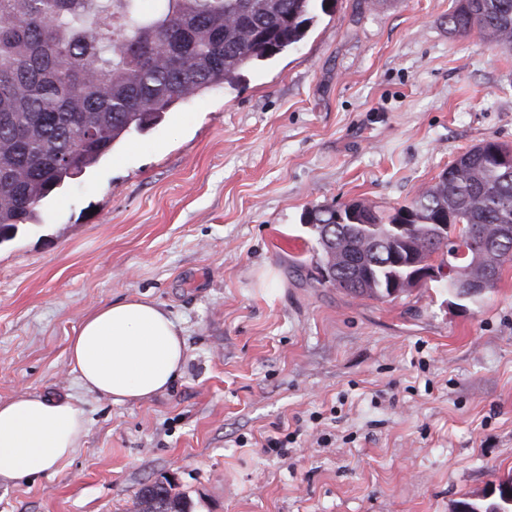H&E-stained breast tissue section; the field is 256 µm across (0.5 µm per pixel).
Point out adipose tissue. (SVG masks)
I'll list each match as a JSON object with an SVG mask.
<instances>
[{
  "instance_id": "ef3b65f1",
  "label": "adipose tissue",
  "mask_w": 512,
  "mask_h": 512,
  "mask_svg": "<svg viewBox=\"0 0 512 512\" xmlns=\"http://www.w3.org/2000/svg\"><path fill=\"white\" fill-rule=\"evenodd\" d=\"M181 328L154 300L130 296L98 307L68 346L81 386L112 403L147 400L183 372ZM87 431L70 398L20 393L0 404V483L18 484L68 460Z\"/></svg>"
}]
</instances>
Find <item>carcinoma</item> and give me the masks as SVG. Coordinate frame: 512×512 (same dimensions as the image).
Segmentation results:
<instances>
[{"mask_svg": "<svg viewBox=\"0 0 512 512\" xmlns=\"http://www.w3.org/2000/svg\"><path fill=\"white\" fill-rule=\"evenodd\" d=\"M328 0H0V244L37 216L41 202L98 163L115 144L175 105L230 84L249 66L297 47ZM448 30L479 33L512 48V0H453ZM331 224L319 239L324 266L355 296L391 297L407 273L384 252L425 246L422 258L458 268L456 278L512 263V148L495 141L462 153L438 182L385 215L356 202L309 212ZM397 224H410L402 235ZM440 224L455 238L484 227L503 252L472 262L437 241ZM139 512H189L168 481L144 485ZM463 512H512V478L493 499Z\"/></svg>", "mask_w": 512, "mask_h": 512, "instance_id": "cac0c4a2", "label": "carcinoma"}]
</instances>
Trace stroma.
Masks as SVG:
<instances>
[{
  "instance_id": "1",
  "label": "stroma",
  "mask_w": 512,
  "mask_h": 512,
  "mask_svg": "<svg viewBox=\"0 0 512 512\" xmlns=\"http://www.w3.org/2000/svg\"><path fill=\"white\" fill-rule=\"evenodd\" d=\"M451 0H333L296 47L177 105L0 244V402L71 397L70 460L0 512H456L512 475V264L465 304L448 273L381 301L315 280L308 210H390L487 140L512 147V49ZM159 303L180 378L115 404L67 349L102 304ZM287 438L267 451L266 436ZM173 490L169 481H155L144 485L138 493V511L189 512L185 498Z\"/></svg>"
}]
</instances>
